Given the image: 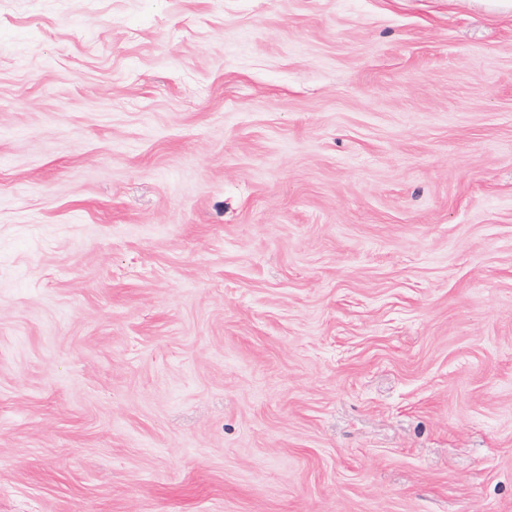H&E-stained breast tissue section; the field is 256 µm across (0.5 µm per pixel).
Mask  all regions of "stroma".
<instances>
[{
    "mask_svg": "<svg viewBox=\"0 0 512 512\" xmlns=\"http://www.w3.org/2000/svg\"><path fill=\"white\" fill-rule=\"evenodd\" d=\"M0 512H512V12L0 0Z\"/></svg>",
    "mask_w": 512,
    "mask_h": 512,
    "instance_id": "obj_1",
    "label": "stroma"
}]
</instances>
